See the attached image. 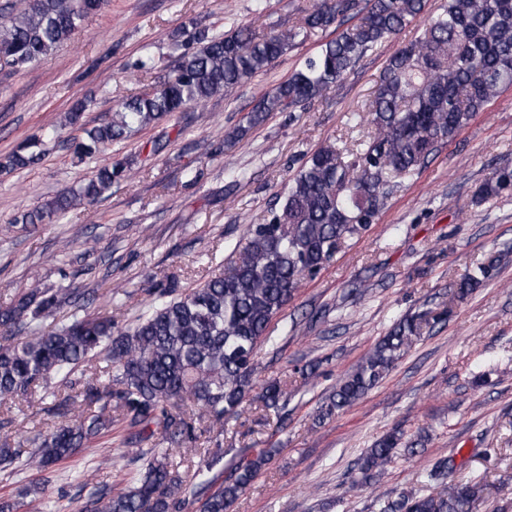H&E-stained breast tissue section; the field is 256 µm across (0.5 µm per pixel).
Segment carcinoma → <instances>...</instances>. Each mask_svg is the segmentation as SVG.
<instances>
[{"label":"carcinoma","mask_w":512,"mask_h":512,"mask_svg":"<svg viewBox=\"0 0 512 512\" xmlns=\"http://www.w3.org/2000/svg\"><path fill=\"white\" fill-rule=\"evenodd\" d=\"M103 0H8L0 5V72L27 70L52 54L82 28ZM426 0H318L304 10L297 27L260 33L233 25L221 37L191 24L173 36L176 65L161 88L126 101L111 118L82 126L71 144L81 162L117 140L174 112L229 95L245 79L266 71L288 49L311 34L336 26V37L321 46L285 81L265 93L249 116V126L272 112H289L326 96L344 75L419 17ZM363 14L347 25L345 18ZM512 86V0H448L418 39L386 64L372 101V130L357 148L335 143L313 152L294 176L280 204L265 222L248 225L244 241L231 252L227 271L186 293L174 279L148 290L147 310L128 327L112 316L88 311L95 289L41 288L34 283L15 300L0 305V404L22 399L34 387L53 398V411L67 419L27 438L30 448H0L6 475L63 462L88 444L112 434L117 420L134 429L128 444L150 455L145 471L117 494L93 489L81 512H231L251 484L269 451L235 464L234 477L219 480L213 468L223 459L221 443L201 462L186 487L168 469L170 451H192L195 424L207 419L224 427L239 414L254 388L257 353L273 342L268 328L291 300L301 281L333 260L348 241L375 223L398 180L420 170L476 113ZM45 155L44 140L34 137L0 157V172L28 168ZM127 177L117 163L98 168L75 189L65 191L15 220L41 224L89 204ZM512 189V170L495 172L480 188L477 202ZM501 255L490 254L456 284L464 299L490 280ZM67 306L81 308L47 330L41 322ZM447 309L398 320L336 385L325 409L330 416L363 398L388 375L423 329L446 319ZM77 388L57 399L60 386ZM284 385L269 381L258 399L279 407ZM391 432L360 459L369 482L385 473L405 447ZM148 445V449L141 445ZM441 489L401 494L381 512H472L482 486L457 482L447 462L430 474Z\"/></svg>","instance_id":"obj_1"}]
</instances>
